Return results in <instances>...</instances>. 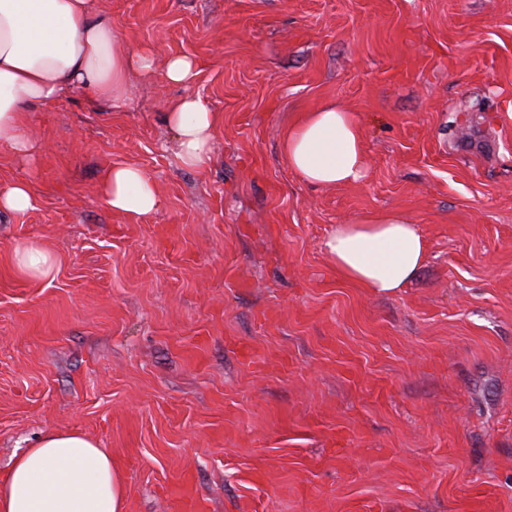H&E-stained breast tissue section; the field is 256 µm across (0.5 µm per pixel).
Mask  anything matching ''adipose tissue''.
<instances>
[{"label":"adipose tissue","instance_id":"obj_1","mask_svg":"<svg viewBox=\"0 0 512 512\" xmlns=\"http://www.w3.org/2000/svg\"><path fill=\"white\" fill-rule=\"evenodd\" d=\"M149 50H130L95 0H0V150L32 159L31 108L54 104L76 89L118 107L131 94V73L151 74ZM166 121L183 168L213 159L216 113L203 99L172 101ZM280 154L289 170L313 187L345 186L366 169L362 129L354 113L327 103L284 130ZM99 192L109 209L131 220L156 212L162 199L139 167L113 164ZM324 250L344 281L382 295L406 287L424 268L427 240L418 225L380 212L334 226ZM125 494L112 456L78 432H50L12 462L0 480V512H124Z\"/></svg>","mask_w":512,"mask_h":512}]
</instances>
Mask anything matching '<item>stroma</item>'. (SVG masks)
Here are the masks:
<instances>
[{
	"label": "stroma",
	"instance_id": "35a3bbf8",
	"mask_svg": "<svg viewBox=\"0 0 512 512\" xmlns=\"http://www.w3.org/2000/svg\"><path fill=\"white\" fill-rule=\"evenodd\" d=\"M154 54L118 109L68 92L28 114L37 153L0 152V478L47 432L112 455L125 512H512V0H97ZM197 66L167 81L169 58ZM216 112L183 169L171 101ZM354 112L367 170L315 188L279 154L288 123ZM155 182L132 221L104 166ZM396 211L428 242L384 296L323 249ZM56 260L17 273V248ZM99 192L109 209L130 220L156 212L162 199L152 179L141 168L113 164L100 175ZM34 197L28 180L19 179L0 188V212L22 214L32 209ZM13 259L16 271L32 279H47L55 268L54 257L40 247L28 246L19 249Z\"/></svg>",
	"mask_w": 512,
	"mask_h": 512
}]
</instances>
